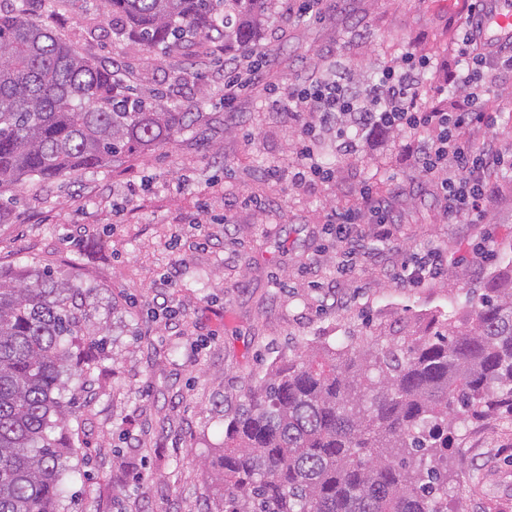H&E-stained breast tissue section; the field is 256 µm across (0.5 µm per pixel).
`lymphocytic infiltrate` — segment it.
I'll list each match as a JSON object with an SVG mask.
<instances>
[{
  "instance_id": "f902f5d3",
  "label": "lymphocytic infiltrate",
  "mask_w": 512,
  "mask_h": 512,
  "mask_svg": "<svg viewBox=\"0 0 512 512\" xmlns=\"http://www.w3.org/2000/svg\"><path fill=\"white\" fill-rule=\"evenodd\" d=\"M473 26V17H466L456 37L454 68L447 84L462 99L452 108L420 102L414 89L415 67L409 60L384 69L378 81L362 93L331 81L289 94L294 104L292 115L303 122L292 182L308 187L331 175L315 161V123L335 126L338 147L346 153L356 152L359 141L373 131L395 129L408 132L403 154L435 184L449 219L457 221L479 212L490 194L493 174L512 168V153L502 151L493 132L495 117L479 102L490 69L512 72V41L495 48L483 47L473 34ZM309 113L317 115V122L306 121ZM360 195L367 202L365 212L334 216L337 242L353 251L359 246L355 228L361 222L374 224L385 239L393 237L397 228L389 203L372 202L366 187L361 188Z\"/></svg>"
}]
</instances>
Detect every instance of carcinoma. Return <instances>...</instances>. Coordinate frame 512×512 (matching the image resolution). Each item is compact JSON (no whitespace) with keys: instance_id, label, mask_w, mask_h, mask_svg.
I'll return each mask as SVG.
<instances>
[{"instance_id":"1","label":"carcinoma","mask_w":512,"mask_h":512,"mask_svg":"<svg viewBox=\"0 0 512 512\" xmlns=\"http://www.w3.org/2000/svg\"><path fill=\"white\" fill-rule=\"evenodd\" d=\"M272 0H102L146 50L209 39L250 46ZM37 20L0 10V190L108 166L190 127ZM78 289L48 271L0 270V512H58L77 452L60 369L93 333ZM512 424V269L488 280L464 326L380 330L358 346L283 357L250 379L211 461L216 512H448V449L467 421Z\"/></svg>"}]
</instances>
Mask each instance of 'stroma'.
I'll use <instances>...</instances> for the list:
<instances>
[{
	"label": "stroma",
	"mask_w": 512,
	"mask_h": 512,
	"mask_svg": "<svg viewBox=\"0 0 512 512\" xmlns=\"http://www.w3.org/2000/svg\"><path fill=\"white\" fill-rule=\"evenodd\" d=\"M472 0H321L302 17L277 0L253 45L263 79L224 107V64L248 51L212 39L204 48L146 52L116 36L100 0H33L32 11L96 63L117 65L147 97L197 112L166 144L107 167L18 184L0 218V268L51 270L83 287L88 324L105 349L64 401L79 455L60 512H204L210 460L251 376L298 349L357 346L376 328L430 334L434 320L477 310L489 276L512 262V170L471 222L447 221L428 178L405 161V133L352 154L322 133L317 160L334 173L294 187L289 171L301 125L284 91L345 75L362 89L412 55L426 62L420 91L445 85L459 23ZM483 103L502 106L495 132L512 151V73L489 75ZM392 202L394 237L362 227L355 254L336 242L333 213L362 209V187ZM494 234L491 258L456 255ZM437 250L440 278L395 287L390 272ZM449 512H512V427L471 423L448 452Z\"/></svg>",
	"instance_id": "obj_1"
}]
</instances>
